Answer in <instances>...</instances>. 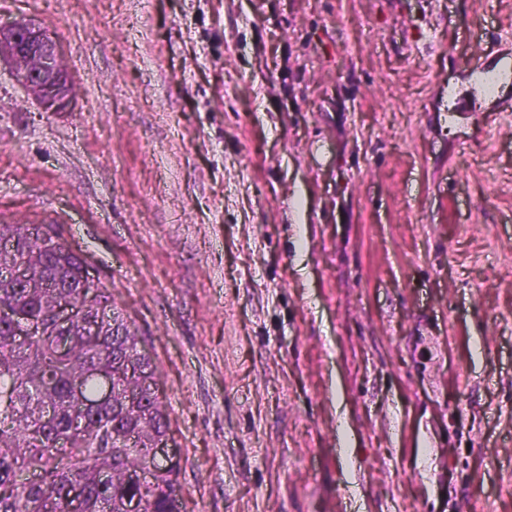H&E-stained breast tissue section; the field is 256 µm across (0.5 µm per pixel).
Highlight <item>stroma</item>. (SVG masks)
I'll use <instances>...</instances> for the list:
<instances>
[{
	"label": "stroma",
	"instance_id": "1",
	"mask_svg": "<svg viewBox=\"0 0 512 512\" xmlns=\"http://www.w3.org/2000/svg\"><path fill=\"white\" fill-rule=\"evenodd\" d=\"M0 219L60 224L157 366L180 512H512V0H0ZM12 64L18 82L47 112H62L73 98L71 76L62 65L60 44L35 23L0 25V64Z\"/></svg>",
	"mask_w": 512,
	"mask_h": 512
}]
</instances>
